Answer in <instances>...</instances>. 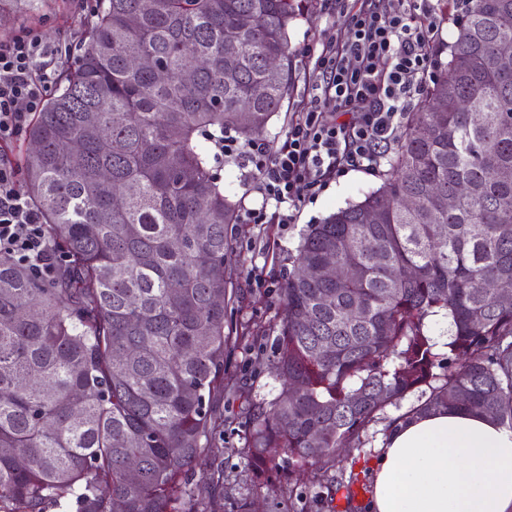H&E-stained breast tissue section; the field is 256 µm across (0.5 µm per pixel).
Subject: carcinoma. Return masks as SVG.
Segmentation results:
<instances>
[{
	"mask_svg": "<svg viewBox=\"0 0 512 512\" xmlns=\"http://www.w3.org/2000/svg\"><path fill=\"white\" fill-rule=\"evenodd\" d=\"M98 2L22 161L58 270L44 278L0 256V512L62 499L72 512H194L192 469L221 425L224 347L247 333L225 330L214 304L236 287L224 261L238 201L200 137L263 135L290 94L301 2ZM462 14L381 185L300 233L298 273L281 288L282 389L251 406L246 436L260 475L279 456L345 471L343 452L415 392L390 423L468 408L512 430V301L499 295L512 289V179L500 176L512 171V73L497 58L512 44V0H465ZM136 55L168 78L129 67ZM93 126L110 131L108 148ZM461 184L471 193L447 205ZM330 255L348 265L343 279L301 274ZM436 316L448 319L446 364Z\"/></svg>",
	"mask_w": 512,
	"mask_h": 512,
	"instance_id": "obj_1",
	"label": "carcinoma"
}]
</instances>
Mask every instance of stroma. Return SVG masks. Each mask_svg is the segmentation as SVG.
I'll list each match as a JSON object with an SVG mask.
<instances>
[{
  "instance_id": "stroma-1",
  "label": "stroma",
  "mask_w": 512,
  "mask_h": 512,
  "mask_svg": "<svg viewBox=\"0 0 512 512\" xmlns=\"http://www.w3.org/2000/svg\"><path fill=\"white\" fill-rule=\"evenodd\" d=\"M348 0H309L303 14L290 29L293 53L292 93L281 112L269 122L261 139L273 146L288 129L297 112L305 107L314 81V54L322 44L338 36ZM77 0H43L34 12L0 10V37L31 31L55 41L69 29ZM226 194L239 200L241 209L256 207L260 196L254 190L250 170L220 159L214 168ZM381 184V175L364 169L341 173L317 195H303L297 221L293 224H243L233 227V249L226 265L237 271L240 283L236 295L226 304V319L235 323L261 326L262 335L232 337L224 351V392L216 396L213 407L224 421L212 443L216 457H201L194 468L198 492L192 503L196 512H269L271 503L283 502L288 512H370L369 496L348 498L345 486L336 489L333 504L317 497L319 475L312 469L295 472L292 477L271 472L257 476L249 464L245 432L249 402L273 399L280 381L272 365L276 326L284 315L279 286L293 269L296 248L303 225L321 222L337 208L360 200L365 192ZM407 403L387 410L385 419L371 425L363 436L361 449L352 450L349 459L361 483L371 485L370 463L382 440L390 418L407 410ZM222 462L224 477L211 485L214 462Z\"/></svg>"
}]
</instances>
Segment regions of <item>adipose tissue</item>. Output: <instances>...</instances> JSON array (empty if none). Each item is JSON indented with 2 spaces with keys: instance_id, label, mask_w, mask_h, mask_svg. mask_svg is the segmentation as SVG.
<instances>
[{
  "instance_id": "obj_1",
  "label": "adipose tissue",
  "mask_w": 512,
  "mask_h": 512,
  "mask_svg": "<svg viewBox=\"0 0 512 512\" xmlns=\"http://www.w3.org/2000/svg\"><path fill=\"white\" fill-rule=\"evenodd\" d=\"M371 512H512V431L466 410L390 427Z\"/></svg>"
}]
</instances>
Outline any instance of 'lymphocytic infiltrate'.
<instances>
[{"label":"lymphocytic infiltrate","instance_id":"obj_1","mask_svg":"<svg viewBox=\"0 0 512 512\" xmlns=\"http://www.w3.org/2000/svg\"><path fill=\"white\" fill-rule=\"evenodd\" d=\"M347 35L331 41L315 62L314 94L274 148L227 135L218 154L250 168L260 207L252 224H292L302 192L320 190L337 172L373 170L387 159L406 112L433 68L438 36L431 0L385 10L360 0L346 13ZM65 42L28 32L0 40V142L13 139L41 111L57 85ZM18 163L0 156V252L18 256L44 277L55 272L40 213L18 180Z\"/></svg>","mask_w":512,"mask_h":512}]
</instances>
